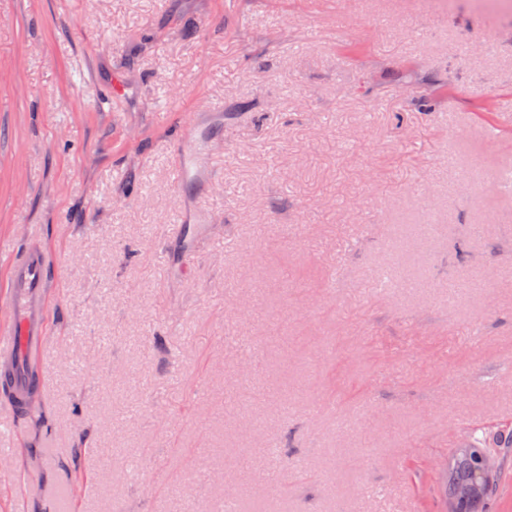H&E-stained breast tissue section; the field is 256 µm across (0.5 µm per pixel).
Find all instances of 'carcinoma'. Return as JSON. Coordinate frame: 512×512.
<instances>
[{
	"label": "carcinoma",
	"mask_w": 512,
	"mask_h": 512,
	"mask_svg": "<svg viewBox=\"0 0 512 512\" xmlns=\"http://www.w3.org/2000/svg\"><path fill=\"white\" fill-rule=\"evenodd\" d=\"M466 440V449L454 458L448 472L441 478L450 512H479V506L496 495L499 480L497 475L489 480L486 492L479 498L464 497L459 492V489L469 484L478 473L480 461L486 449H498V454L504 463L512 454V434L504 437L497 432L484 429L479 436L474 432L469 433Z\"/></svg>",
	"instance_id": "obj_1"
}]
</instances>
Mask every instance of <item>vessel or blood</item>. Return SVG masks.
Listing matches in <instances>:
<instances>
[{
	"label": "vessel or blood",
	"instance_id": "vessel-or-blood-1",
	"mask_svg": "<svg viewBox=\"0 0 512 512\" xmlns=\"http://www.w3.org/2000/svg\"><path fill=\"white\" fill-rule=\"evenodd\" d=\"M202 144L182 147L174 167L176 185L200 179L203 172ZM56 258L33 238L19 239L7 258L9 273V324L0 329V364L10 374L0 380V405L6 406L12 425L0 433V457H12L13 427L24 411H35L36 399L45 379L43 366L36 360L45 348L49 334L47 309L51 273Z\"/></svg>",
	"mask_w": 512,
	"mask_h": 512
}]
</instances>
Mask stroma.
<instances>
[{
    "label": "stroma",
    "mask_w": 512,
    "mask_h": 512,
    "mask_svg": "<svg viewBox=\"0 0 512 512\" xmlns=\"http://www.w3.org/2000/svg\"><path fill=\"white\" fill-rule=\"evenodd\" d=\"M507 171L512 0H0V298L61 267L0 512H445L512 426ZM204 147L198 141L192 148L187 145L178 151V161L174 167L175 184L182 186L191 180L202 177L204 158ZM466 440L467 445L463 448L468 449L462 450L454 458L448 472L444 473L441 478V485L450 512H479V506L484 505L496 495L502 468H500L497 475L491 478L497 469V459L488 454L485 456L478 473L481 458L487 452L480 448H500L498 454L502 458L503 466L507 463L508 455L511 456L512 454V429H510L508 437H503L497 432L488 431L484 428L481 431V436H477L476 432H471L467 435ZM473 479L470 488L472 492L479 491L490 479L486 492L479 498L462 496L459 489L469 484Z\"/></svg>",
    "instance_id": "35a3bbf8"
}]
</instances>
